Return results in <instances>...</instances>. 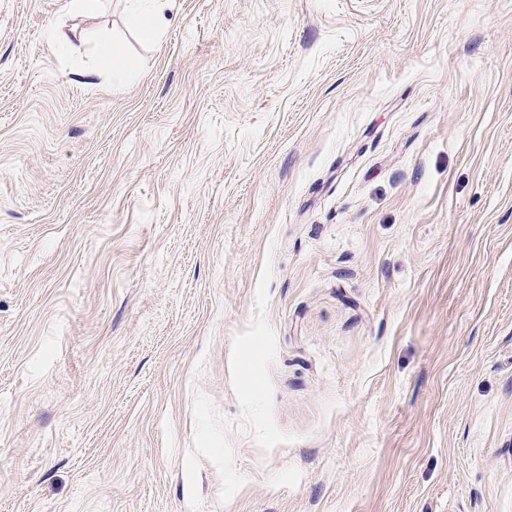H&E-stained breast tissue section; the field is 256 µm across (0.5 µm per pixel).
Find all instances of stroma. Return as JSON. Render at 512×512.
I'll return each instance as SVG.
<instances>
[{"label":"stroma","mask_w":512,"mask_h":512,"mask_svg":"<svg viewBox=\"0 0 512 512\" xmlns=\"http://www.w3.org/2000/svg\"><path fill=\"white\" fill-rule=\"evenodd\" d=\"M68 3L0 0V512H189L267 263L296 440L201 512H512V0ZM135 5L128 14V20L132 28L138 33L140 38L147 42H155L159 37L157 19L162 12V0H131ZM146 2L151 5V11L147 10L143 4Z\"/></svg>","instance_id":"35a3bbf8"}]
</instances>
